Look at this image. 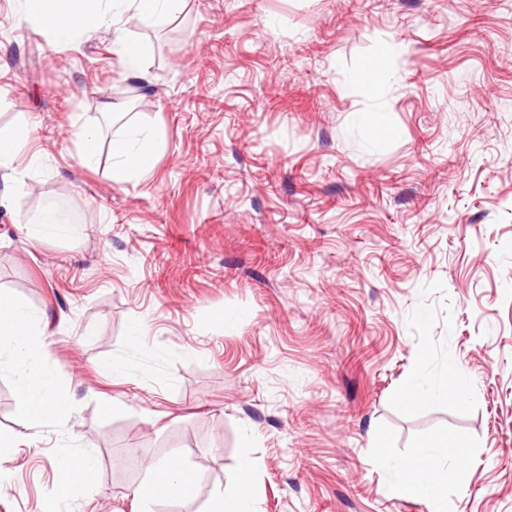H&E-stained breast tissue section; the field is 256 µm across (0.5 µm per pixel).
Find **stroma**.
Returning <instances> with one entry per match:
<instances>
[{"mask_svg": "<svg viewBox=\"0 0 512 512\" xmlns=\"http://www.w3.org/2000/svg\"><path fill=\"white\" fill-rule=\"evenodd\" d=\"M135 125L161 146L118 184L110 143ZM18 126L0 290L41 320L72 409L28 427L26 366L0 360V432L25 440L0 512H205L246 455L259 512H426L390 496L377 443L405 459L441 433L468 441L448 512H512V0H183L67 43L0 0V129ZM59 207L68 232L29 239ZM452 357L467 398L403 400ZM177 448L195 497H136ZM83 452L97 486L60 496L57 461ZM114 44L121 67L130 73H142L148 48L139 42L130 40L123 33H118Z\"/></svg>", "mask_w": 512, "mask_h": 512, "instance_id": "stroma-1", "label": "stroma"}]
</instances>
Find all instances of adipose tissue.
<instances>
[{"label": "adipose tissue", "instance_id": "ef3b65f1", "mask_svg": "<svg viewBox=\"0 0 512 512\" xmlns=\"http://www.w3.org/2000/svg\"><path fill=\"white\" fill-rule=\"evenodd\" d=\"M182 0H26L33 21L58 42H66L81 30L99 27L105 22L108 8L118 4L134 11L142 21L156 24L176 12ZM158 146L157 134L146 127H133L112 141V179L123 183L144 168ZM14 354L27 362L29 373L19 388V405L28 426L68 414L70 399L52 379L46 363L48 345L39 321L27 305L0 294V355ZM465 442L457 436H436L416 447L406 460L381 455L382 466L390 473L389 491L395 497H414L425 504L427 512H447L440 476L450 475L453 482H469L467 466L457 460L456 451ZM186 449H178L162 463L152 465L145 484L137 494L145 500H175L189 497L198 481L186 467ZM58 490L68 493L74 487L89 489L97 482V465L90 454L64 457L57 464ZM255 460L245 457L238 465V481L232 491L213 496L207 512H257L253 481Z\"/></svg>", "mask_w": 512, "mask_h": 512}]
</instances>
